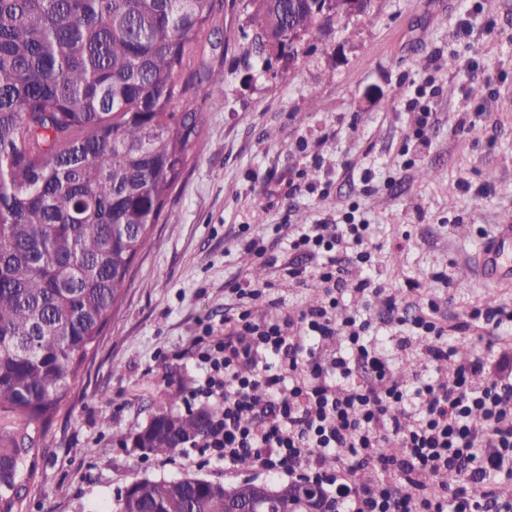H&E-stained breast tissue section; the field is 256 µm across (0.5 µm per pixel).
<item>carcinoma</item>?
I'll return each mask as SVG.
<instances>
[{
    "mask_svg": "<svg viewBox=\"0 0 512 512\" xmlns=\"http://www.w3.org/2000/svg\"><path fill=\"white\" fill-rule=\"evenodd\" d=\"M255 53L323 30L326 0H255ZM224 0H0V512L35 476L40 436L120 307L135 257L200 143L182 111L224 48ZM210 413L156 415L135 447L172 456ZM299 509L300 487L135 480L116 512Z\"/></svg>",
    "mask_w": 512,
    "mask_h": 512,
    "instance_id": "cac0c4a2",
    "label": "carcinoma"
}]
</instances>
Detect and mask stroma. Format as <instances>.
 I'll use <instances>...</instances> for the list:
<instances>
[{"label":"stroma","mask_w":512,"mask_h":512,"mask_svg":"<svg viewBox=\"0 0 512 512\" xmlns=\"http://www.w3.org/2000/svg\"><path fill=\"white\" fill-rule=\"evenodd\" d=\"M451 2L438 16L434 0H371L366 13H334L307 54L267 63L252 49L253 0H224V51L206 59L224 94L200 86L186 104L204 147L59 411L20 512H106L139 479L288 482L193 444L169 457L119 440L163 411L214 409L191 396L203 376L195 340L207 324L223 332L235 288L268 284L253 308L271 319L322 300L315 281L284 278L285 264H315L295 259L275 225H373L370 274L398 296L419 289L448 324L512 305V287L486 288L477 273L481 245L512 221V0ZM420 109L431 114L421 141ZM292 179L304 196L289 197ZM257 236L261 258L247 249Z\"/></svg>","instance_id":"35a3bbf8"}]
</instances>
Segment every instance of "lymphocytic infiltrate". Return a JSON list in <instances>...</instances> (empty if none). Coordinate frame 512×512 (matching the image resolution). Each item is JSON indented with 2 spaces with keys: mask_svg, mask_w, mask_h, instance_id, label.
Returning a JSON list of instances; mask_svg holds the SVG:
<instances>
[{
  "mask_svg": "<svg viewBox=\"0 0 512 512\" xmlns=\"http://www.w3.org/2000/svg\"><path fill=\"white\" fill-rule=\"evenodd\" d=\"M288 246L320 257L315 277L325 298L271 321L251 309L264 294L255 286L239 292L222 339L203 327L196 357L204 378L194 394L218 405L202 450L227 464L249 458L264 471L333 487L334 512H512V490L498 483L512 477V307L471 308L451 329L429 313L400 317L405 330L394 349L407 350L418 337L428 358L404 385L368 316L341 311L337 299L351 290L398 308L377 280L350 282L340 261L352 253L372 266L370 225L308 224ZM474 328L496 330V355L477 351L457 361L449 331ZM335 335L343 349L322 358L318 340ZM331 448L348 451L334 469L326 463ZM362 471L371 472L369 482L358 481ZM442 471L460 480L436 496L428 487Z\"/></svg>",
  "mask_w": 512,
  "mask_h": 512,
  "instance_id": "f902f5d3",
  "label": "lymphocytic infiltrate"
}]
</instances>
